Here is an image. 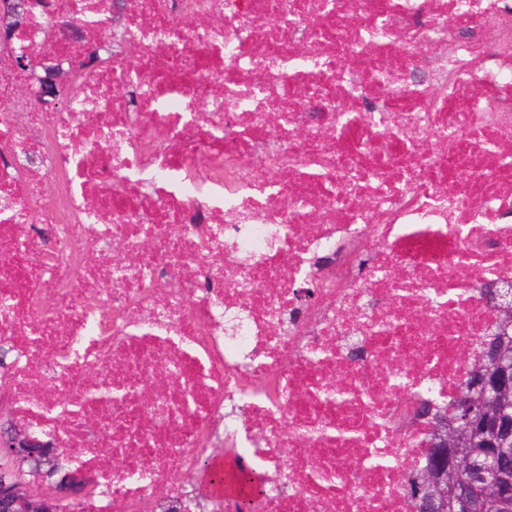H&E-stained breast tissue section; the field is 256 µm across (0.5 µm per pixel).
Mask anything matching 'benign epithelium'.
<instances>
[{"label": "benign epithelium", "instance_id": "benign-epithelium-1", "mask_svg": "<svg viewBox=\"0 0 512 512\" xmlns=\"http://www.w3.org/2000/svg\"><path fill=\"white\" fill-rule=\"evenodd\" d=\"M23 3L19 0H0V32L20 21ZM70 82V73L49 69L38 77L36 96L40 100L56 99ZM483 297L499 310L512 308V293L506 288H486ZM475 411V401L462 396L448 412L434 417L430 438L424 488L428 496L416 512H435L448 501V485L444 483L448 471V425L466 422ZM0 455L20 458L40 471L49 481L54 493L33 491L21 482L0 484V512H61L65 501H81L89 497V488L78 473L65 468L50 443L40 441L13 425L0 427Z\"/></svg>", "mask_w": 512, "mask_h": 512}]
</instances>
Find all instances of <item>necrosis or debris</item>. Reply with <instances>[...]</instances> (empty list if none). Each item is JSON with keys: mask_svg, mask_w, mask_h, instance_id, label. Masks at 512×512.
Wrapping results in <instances>:
<instances>
[{"mask_svg": "<svg viewBox=\"0 0 512 512\" xmlns=\"http://www.w3.org/2000/svg\"><path fill=\"white\" fill-rule=\"evenodd\" d=\"M0 411L80 512H407L512 288V0H26ZM85 67L66 106L33 68ZM257 471L218 493L208 467Z\"/></svg>", "mask_w": 512, "mask_h": 512, "instance_id": "obj_1", "label": "necrosis or debris"}]
</instances>
